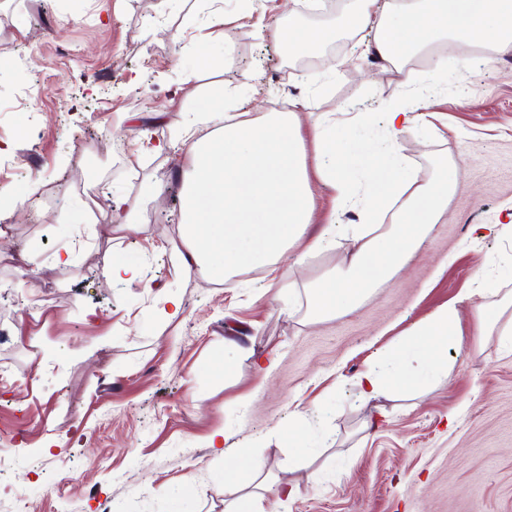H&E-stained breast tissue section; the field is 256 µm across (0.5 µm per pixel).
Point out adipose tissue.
<instances>
[{"label":"adipose tissue","instance_id":"adipose-tissue-1","mask_svg":"<svg viewBox=\"0 0 512 512\" xmlns=\"http://www.w3.org/2000/svg\"><path fill=\"white\" fill-rule=\"evenodd\" d=\"M341 31L366 33L367 53L400 72L413 56L438 42L476 44L492 53L512 49V0H350L338 28L309 32L283 23L270 36L290 56L304 58L320 56ZM226 108L223 93L210 94L195 107L194 123L178 135L191 157L180 171L186 222L180 242L171 247L179 265L187 269L204 263L216 278L227 281L244 269L276 266L289 251L301 263L315 252L335 248V224L319 225L312 236L307 233L317 220L316 188L300 137V114L307 110V101H298L296 110L260 118L245 111L228 119ZM216 119L221 122L216 135L196 138V124ZM336 126L335 113L326 112L315 127L319 176L331 188L337 207L362 197V225L351 238L346 268L307 291L308 310L317 320L351 313L382 279L402 269L428 226L440 220L449 193L461 185L455 165L417 184L393 151L353 157ZM356 164L369 178L362 194L350 175ZM481 288L497 303L478 310V334L497 337L499 349L512 354V292L503 291L495 278L484 279ZM462 342L460 311L452 300L410 328L359 375L364 400L421 391L448 378V351ZM208 445L229 461L225 484L243 488L241 495L225 502L224 512H257L268 481L256 449L225 447L220 430L210 435Z\"/></svg>","mask_w":512,"mask_h":512}]
</instances>
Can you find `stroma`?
<instances>
[{
    "mask_svg": "<svg viewBox=\"0 0 512 512\" xmlns=\"http://www.w3.org/2000/svg\"><path fill=\"white\" fill-rule=\"evenodd\" d=\"M283 3L0 0V327L11 332L0 343V512L20 499L29 512H224L235 492L208 446L217 430L227 447L259 452L271 479L260 512H512V355L475 334L489 302L481 280L512 290V51L467 49L438 85L431 53L400 73L350 38L302 68L259 32ZM218 8L227 22L214 27ZM411 72L425 107L393 142L383 109ZM210 90L268 106L307 97L308 144L322 113H370L346 132L357 153L393 149L422 182L456 164L463 186L408 267L352 313L312 319L305 291L341 265L360 221L359 206L335 209L328 186L309 231L334 220L342 233L334 249L280 264L284 291L264 268L225 284L171 257L186 153L169 145ZM32 181L52 194L21 198ZM156 183L164 191L134 227L115 224L110 198ZM112 259L137 280L108 278ZM172 293L183 311L170 321ZM453 298L465 340L450 377L415 397L363 400L367 364ZM228 338L240 346L229 378L207 369ZM270 353L265 377L256 359ZM292 432L309 459L289 462Z\"/></svg>",
    "mask_w": 512,
    "mask_h": 512,
    "instance_id": "1",
    "label": "stroma"
}]
</instances>
